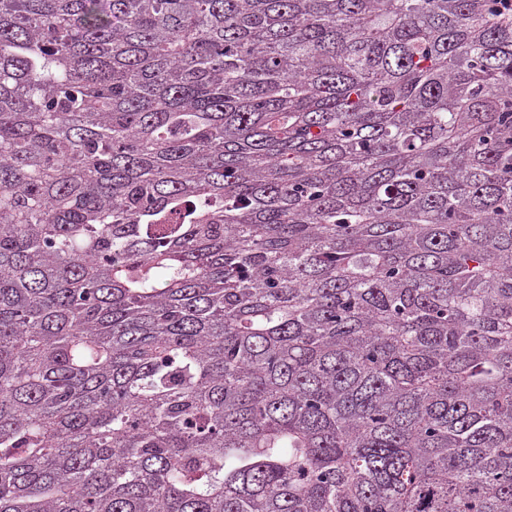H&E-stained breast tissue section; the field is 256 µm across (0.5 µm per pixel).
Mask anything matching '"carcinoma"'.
Instances as JSON below:
<instances>
[{"label": "carcinoma", "instance_id": "cac0c4a2", "mask_svg": "<svg viewBox=\"0 0 512 512\" xmlns=\"http://www.w3.org/2000/svg\"><path fill=\"white\" fill-rule=\"evenodd\" d=\"M0 512H512V13L0 0Z\"/></svg>", "mask_w": 512, "mask_h": 512}]
</instances>
